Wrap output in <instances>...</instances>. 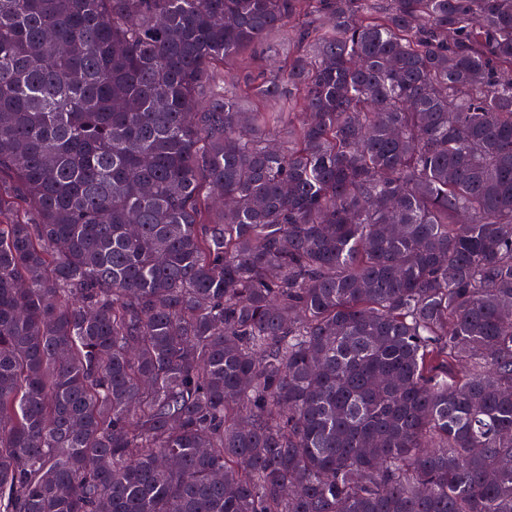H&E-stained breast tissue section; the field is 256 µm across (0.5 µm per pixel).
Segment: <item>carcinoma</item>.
Wrapping results in <instances>:
<instances>
[{
  "instance_id": "cac0c4a2",
  "label": "carcinoma",
  "mask_w": 512,
  "mask_h": 512,
  "mask_svg": "<svg viewBox=\"0 0 512 512\" xmlns=\"http://www.w3.org/2000/svg\"><path fill=\"white\" fill-rule=\"evenodd\" d=\"M507 458L512 0H0V512H512ZM293 29L286 28L279 33L271 36V41L275 45L276 50L266 52L261 49L247 50L232 60L227 70L233 76L234 80L243 85L246 80L260 68L271 70L278 69L284 63V58L288 52V48L292 46Z\"/></svg>"
}]
</instances>
